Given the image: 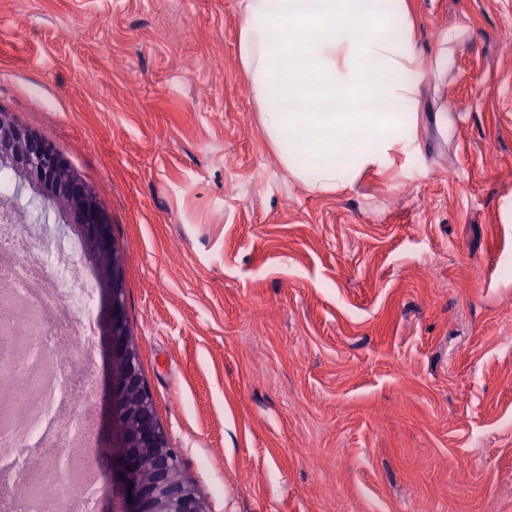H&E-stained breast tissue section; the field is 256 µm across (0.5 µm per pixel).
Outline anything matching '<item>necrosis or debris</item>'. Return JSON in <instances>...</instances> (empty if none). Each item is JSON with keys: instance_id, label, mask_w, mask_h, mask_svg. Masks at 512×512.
<instances>
[{"instance_id": "1", "label": "necrosis or debris", "mask_w": 512, "mask_h": 512, "mask_svg": "<svg viewBox=\"0 0 512 512\" xmlns=\"http://www.w3.org/2000/svg\"><path fill=\"white\" fill-rule=\"evenodd\" d=\"M45 232L0 222V351L14 359L0 392L26 389L32 355L50 372L54 393L22 398L0 416V504L10 512H41L43 497L63 498L64 512H99L100 473L89 461L96 382L84 364L63 353L88 354L96 291L77 275V241L48 247Z\"/></svg>"}]
</instances>
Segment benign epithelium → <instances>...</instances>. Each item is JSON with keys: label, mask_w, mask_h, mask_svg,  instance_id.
Returning <instances> with one entry per match:
<instances>
[{"label": "benign epithelium", "mask_w": 512, "mask_h": 512, "mask_svg": "<svg viewBox=\"0 0 512 512\" xmlns=\"http://www.w3.org/2000/svg\"><path fill=\"white\" fill-rule=\"evenodd\" d=\"M0 165L15 173L12 195L0 198V217H15V196L29 194L36 210L62 219L63 233L81 237L97 279L111 293L105 334L112 443L99 451L112 455V512H206L169 446L142 376L138 346L126 321L121 257L97 193L52 140L8 112H0ZM149 456L158 459L159 467L147 474L142 460Z\"/></svg>", "instance_id": "obj_1"}]
</instances>
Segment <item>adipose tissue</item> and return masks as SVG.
<instances>
[{
  "instance_id": "1",
  "label": "adipose tissue",
  "mask_w": 512,
  "mask_h": 512,
  "mask_svg": "<svg viewBox=\"0 0 512 512\" xmlns=\"http://www.w3.org/2000/svg\"><path fill=\"white\" fill-rule=\"evenodd\" d=\"M408 0H247L237 53L267 145L312 193L352 187L416 140Z\"/></svg>"
}]
</instances>
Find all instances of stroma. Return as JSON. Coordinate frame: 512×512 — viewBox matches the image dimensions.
Returning a JSON list of instances; mask_svg holds the SVG:
<instances>
[{
    "instance_id": "obj_1",
    "label": "stroma",
    "mask_w": 512,
    "mask_h": 512,
    "mask_svg": "<svg viewBox=\"0 0 512 512\" xmlns=\"http://www.w3.org/2000/svg\"><path fill=\"white\" fill-rule=\"evenodd\" d=\"M410 3L418 149L314 195L258 130L245 0H0V109L97 192L208 512H512V0Z\"/></svg>"
}]
</instances>
